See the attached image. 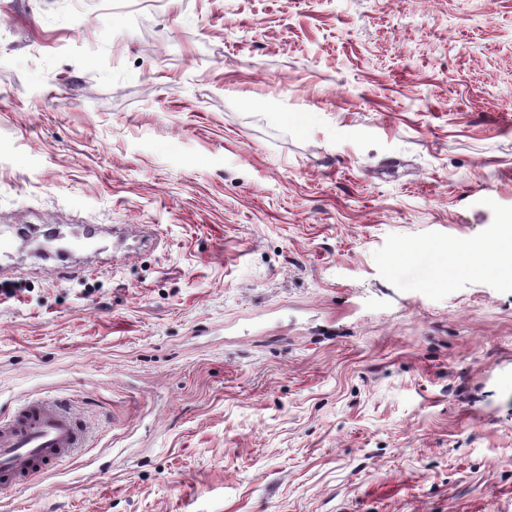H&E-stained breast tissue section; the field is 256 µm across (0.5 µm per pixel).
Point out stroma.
Returning <instances> with one entry per match:
<instances>
[{
	"label": "stroma",
	"mask_w": 512,
	"mask_h": 512,
	"mask_svg": "<svg viewBox=\"0 0 512 512\" xmlns=\"http://www.w3.org/2000/svg\"><path fill=\"white\" fill-rule=\"evenodd\" d=\"M512 0H0V416L87 448L0 512H512ZM137 225L134 224H114L110 231L112 235L113 256L121 254L129 256L143 250L147 245V239L143 235L137 234Z\"/></svg>",
	"instance_id": "stroma-1"
}]
</instances>
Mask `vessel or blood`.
<instances>
[{"instance_id":"1","label":"vessel or blood","mask_w":512,"mask_h":512,"mask_svg":"<svg viewBox=\"0 0 512 512\" xmlns=\"http://www.w3.org/2000/svg\"><path fill=\"white\" fill-rule=\"evenodd\" d=\"M114 253L129 256L146 242L136 225L111 229ZM89 429L67 403L55 399H26L0 418V485L16 486L70 461L85 447Z\"/></svg>"}]
</instances>
